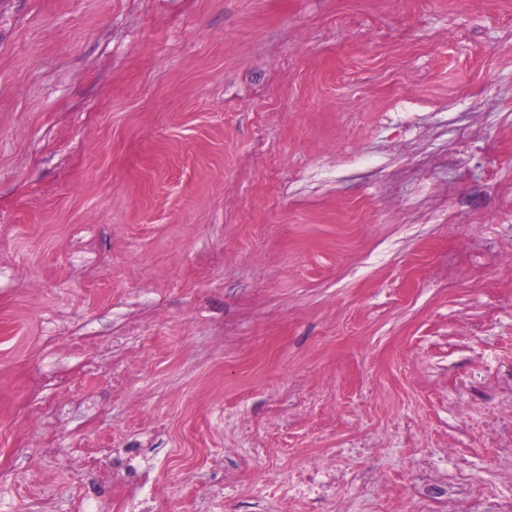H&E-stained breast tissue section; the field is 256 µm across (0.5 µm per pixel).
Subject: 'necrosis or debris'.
Instances as JSON below:
<instances>
[{"mask_svg":"<svg viewBox=\"0 0 512 512\" xmlns=\"http://www.w3.org/2000/svg\"><path fill=\"white\" fill-rule=\"evenodd\" d=\"M512 378V352L490 350L479 357L476 369L459 379L469 399L461 412L468 444L454 449L446 466L448 512H512V472H501L494 464L504 455H512V398H504L495 385ZM484 449L491 463L482 479H475L474 449ZM127 445H120L112 456L113 474L131 473L137 485L147 487L146 496L131 504H119L117 512H152L161 488L152 484V462H133ZM364 444L336 448L330 458L310 459L288 469L281 479L269 484L265 502H298L307 512H324L325 507L346 505L349 491L366 487L353 460L368 455Z\"/></svg>","mask_w":512,"mask_h":512,"instance_id":"obj_1","label":"necrosis or debris"}]
</instances>
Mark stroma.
Segmentation results:
<instances>
[{
    "instance_id": "stroma-1",
    "label": "stroma",
    "mask_w": 512,
    "mask_h": 512,
    "mask_svg": "<svg viewBox=\"0 0 512 512\" xmlns=\"http://www.w3.org/2000/svg\"><path fill=\"white\" fill-rule=\"evenodd\" d=\"M510 344L512 0H0V512L127 430L162 512L356 439L419 512L397 425L448 454Z\"/></svg>"
}]
</instances>
